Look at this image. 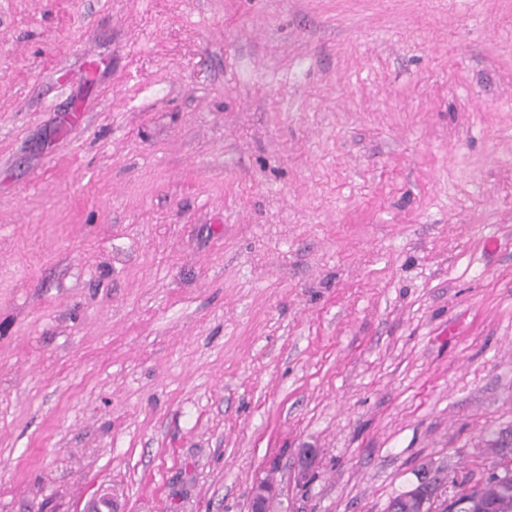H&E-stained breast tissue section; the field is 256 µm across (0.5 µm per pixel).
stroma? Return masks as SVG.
<instances>
[{
    "label": "stroma",
    "mask_w": 512,
    "mask_h": 512,
    "mask_svg": "<svg viewBox=\"0 0 512 512\" xmlns=\"http://www.w3.org/2000/svg\"><path fill=\"white\" fill-rule=\"evenodd\" d=\"M511 438L512 0H0V512H385Z\"/></svg>",
    "instance_id": "1"
}]
</instances>
